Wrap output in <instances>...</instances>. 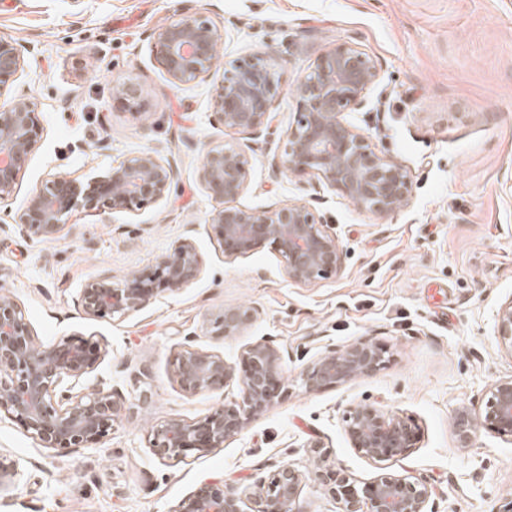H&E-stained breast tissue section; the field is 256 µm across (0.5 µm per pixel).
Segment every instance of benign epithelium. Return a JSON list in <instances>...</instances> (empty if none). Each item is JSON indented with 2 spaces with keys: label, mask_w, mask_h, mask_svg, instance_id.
I'll return each mask as SVG.
<instances>
[{
  "label": "benign epithelium",
  "mask_w": 512,
  "mask_h": 512,
  "mask_svg": "<svg viewBox=\"0 0 512 512\" xmlns=\"http://www.w3.org/2000/svg\"><path fill=\"white\" fill-rule=\"evenodd\" d=\"M153 40L157 63L170 84L180 88L210 76L223 31L200 13H182L155 31ZM25 51V46L0 35V204L14 196L19 173L43 138L37 103L15 86L27 66ZM379 77L374 60L354 43H340L319 56L293 89L298 112L284 131L285 147L274 165L314 177L357 209L384 218L409 203L410 175L377 151L370 137L346 118L364 106ZM279 91L275 65L254 57L224 71L210 108L224 127L260 135L273 125L272 107ZM117 95L132 108L141 89L124 81ZM248 166L245 149L231 139L211 146L200 168V181L217 203L207 223L223 244L224 254L251 256L268 246L282 258L288 278L304 285L343 273L345 256L338 236L306 202L296 199L266 209L233 205L247 190ZM172 183L170 160L150 149L84 182L50 175L27 197L14 221L29 237L55 239L65 229L68 215L82 203L111 212L136 211L167 200ZM201 272L195 244L184 238L154 267L128 279L103 276L88 281L81 304L92 318L123 319L147 308L160 294L187 287ZM258 315L253 306L226 307L212 332L240 336ZM494 339L499 349L512 354V298L496 311ZM384 354L379 344L361 338L312 361L301 372L302 386L314 393L368 375L384 363ZM101 358L96 346L76 336L37 344L25 310L1 295L0 421L21 425L44 448L94 447L121 418L112 390L102 383L75 396L59 390L64 380L93 372ZM174 380L188 393L223 388L230 382L240 390L239 401L200 419H170L151 428L152 453L178 462L224 447L226 440L273 407L288 385L280 352L265 341L248 344L232 363L218 354L187 348L177 358ZM344 422L351 447L376 463L406 456L419 441L416 427L407 419L373 404L350 409ZM455 426L465 441L482 430L512 438V378L489 387L479 412L460 407ZM18 475L16 465L1 454L0 491ZM315 477L341 505V512H427L432 497L426 483L408 476L382 473L361 489L350 477L329 469H316ZM302 483L298 470L282 467L269 480L258 481L249 498L258 504L256 512H294ZM243 505L242 498L204 483L180 501L177 512H246Z\"/></svg>",
  "instance_id": "benign-epithelium-1"
}]
</instances>
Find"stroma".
Wrapping results in <instances>:
<instances>
[{"label":"stroma","mask_w":512,"mask_h":512,"mask_svg":"<svg viewBox=\"0 0 512 512\" xmlns=\"http://www.w3.org/2000/svg\"><path fill=\"white\" fill-rule=\"evenodd\" d=\"M184 12L223 30L218 71L255 56L276 64L272 132L253 139L214 118L217 75L170 85L152 34ZM0 35L30 51L19 86L44 128L10 214L53 173L80 179L150 148L174 169L167 201L112 214L78 207L51 241L29 239L10 214L0 218V285L27 311L37 343L73 334L97 343L102 362L68 387L75 395L106 381L122 406L92 448L47 449L0 423V453L21 473L0 492V512H174L204 482L241 496L284 466L308 474L317 465L312 444L357 483L381 473L427 483L430 512H500L512 500V440L483 432L464 445L455 430L460 405L479 410L487 388L512 376V354L494 340L496 310L512 298V0H0ZM349 39L374 60L380 81L348 119L412 180L409 205L387 218L272 166L295 120L298 79ZM124 80L141 88V115L116 97ZM233 138L249 157L238 206L309 203L339 237L341 275L302 285L272 249L225 256L206 222L214 202L199 168L210 146ZM186 237L203 263L189 287L120 320L84 313L89 280L153 267ZM230 305L260 315L243 335L213 334ZM362 337L388 348L384 367L305 391L308 364ZM260 339L282 355L288 391L278 404L205 456L156 459L153 425L199 419L239 395L234 384L185 393L173 378L178 354L191 346L231 362ZM364 403L412 418L416 448L381 464L352 448L344 416Z\"/></svg>","instance_id":"1"}]
</instances>
